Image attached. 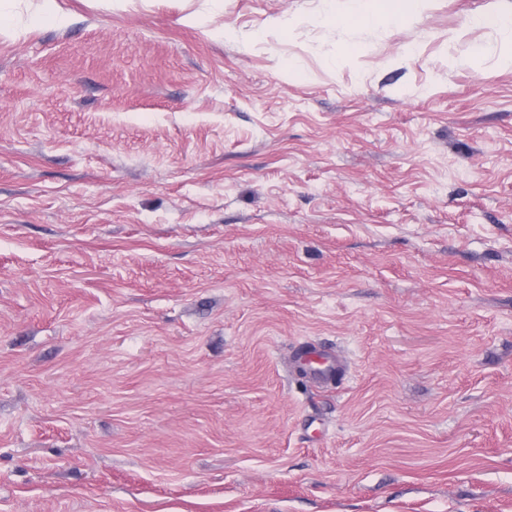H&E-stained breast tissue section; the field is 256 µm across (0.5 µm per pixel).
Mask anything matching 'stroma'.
<instances>
[{
    "label": "stroma",
    "instance_id": "1",
    "mask_svg": "<svg viewBox=\"0 0 512 512\" xmlns=\"http://www.w3.org/2000/svg\"><path fill=\"white\" fill-rule=\"evenodd\" d=\"M57 5L0 35V512H512V0ZM35 10L30 13L27 23L36 25L44 21H50L57 25H64L67 17L61 13L56 5V0H37ZM368 1L359 0V7L348 16V21L356 22L362 19L366 13H370L378 23H399L404 21L410 14L413 0L395 1L394 7L387 13L376 15L371 13L367 8ZM300 364L307 366L319 383L332 384L342 379L340 362L326 351H306L300 357Z\"/></svg>",
    "mask_w": 512,
    "mask_h": 512
}]
</instances>
